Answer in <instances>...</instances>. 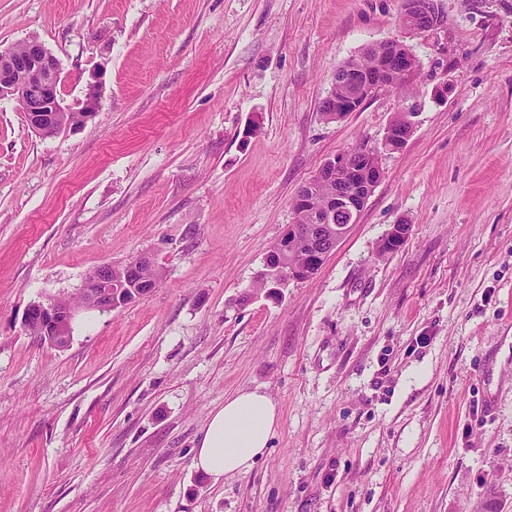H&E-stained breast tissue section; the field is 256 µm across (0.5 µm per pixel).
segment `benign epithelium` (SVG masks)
<instances>
[{"mask_svg": "<svg viewBox=\"0 0 512 512\" xmlns=\"http://www.w3.org/2000/svg\"><path fill=\"white\" fill-rule=\"evenodd\" d=\"M398 23L411 34L431 36L437 50L446 52L441 35L447 31V19L438 0H400ZM371 48L377 50V64L373 69L365 72L347 63L336 69L332 89L324 103L326 111L337 121L358 111L382 88L408 81L418 70L416 55L400 40L382 41ZM105 72V65L99 64L77 107H70L61 97L59 60L43 43L32 39L25 43L22 52L14 47L0 49V100L21 101L29 127L38 134L52 135L64 116L77 114V119L67 124L69 128H76L98 115ZM402 115L403 120L388 123L381 141L370 146L360 164H354L349 152L339 154L326 160L303 184L295 197L296 221L288 225L278 247L266 257L258 273L260 278L272 281L281 289L292 281L314 276L329 256L330 248L358 222L366 199L382 181V156L400 150L410 137L413 113L404 111ZM333 181L336 192L327 198L322 208L312 209L311 201L318 188ZM300 237L308 239L311 249L303 266L291 263L288 252L289 244ZM147 262L148 258L137 256L126 265L128 279L140 289L139 298L155 288L140 278V270ZM120 308L121 299L113 291L112 266L104 265L90 271L77 302L58 306L35 304L27 309L24 325L35 323L45 341L61 348L69 343L72 324L79 312L104 314Z\"/></svg>", "mask_w": 512, "mask_h": 512, "instance_id": "1", "label": "benign epithelium"}]
</instances>
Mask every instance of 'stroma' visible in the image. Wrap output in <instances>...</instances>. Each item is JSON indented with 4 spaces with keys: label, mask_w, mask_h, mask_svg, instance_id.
Returning a JSON list of instances; mask_svg holds the SVG:
<instances>
[{
    "label": "stroma",
    "mask_w": 512,
    "mask_h": 512,
    "mask_svg": "<svg viewBox=\"0 0 512 512\" xmlns=\"http://www.w3.org/2000/svg\"><path fill=\"white\" fill-rule=\"evenodd\" d=\"M440 4L443 53L399 0H0V48L43 42L66 103L106 66L78 130L0 101V512H512V0ZM387 39L409 93L326 120L336 69ZM409 108L316 276L257 290L300 187ZM139 255L157 288L68 347L24 328ZM243 390L279 424L215 482L194 449Z\"/></svg>",
    "instance_id": "1"
}]
</instances>
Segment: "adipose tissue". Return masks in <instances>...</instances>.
<instances>
[{"mask_svg":"<svg viewBox=\"0 0 512 512\" xmlns=\"http://www.w3.org/2000/svg\"><path fill=\"white\" fill-rule=\"evenodd\" d=\"M278 426V410L265 394L241 391L225 399L203 430L193 458L213 481L249 470L264 455Z\"/></svg>","mask_w":512,"mask_h":512,"instance_id":"obj_1","label":"adipose tissue"}]
</instances>
